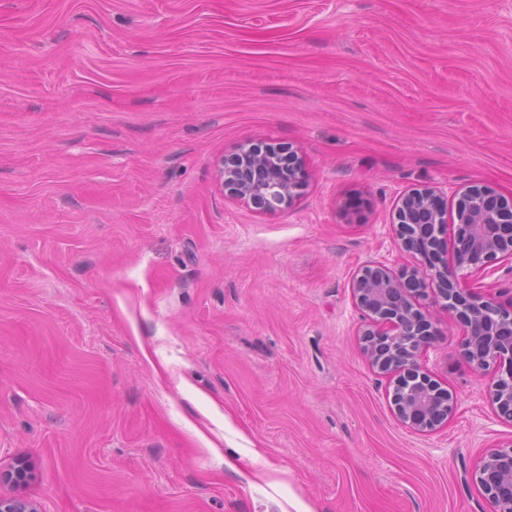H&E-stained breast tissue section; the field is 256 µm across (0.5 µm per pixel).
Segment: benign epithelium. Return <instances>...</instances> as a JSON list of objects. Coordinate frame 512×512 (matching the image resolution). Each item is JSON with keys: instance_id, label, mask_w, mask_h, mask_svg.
<instances>
[{"instance_id": "7a95c632", "label": "benign epithelium", "mask_w": 512, "mask_h": 512, "mask_svg": "<svg viewBox=\"0 0 512 512\" xmlns=\"http://www.w3.org/2000/svg\"><path fill=\"white\" fill-rule=\"evenodd\" d=\"M217 176L231 197L267 214L291 209L307 183L304 161L289 145L262 154L241 145L222 161ZM395 218L399 248L419 257L423 269L396 270L371 260L349 281L352 302L363 314L358 344L373 372L386 380L393 416L430 434L448 426L456 413L457 396L420 362L437 336L420 307L431 291L464 326L461 356L490 376L493 409L512 423V299L502 300L496 281L484 282L501 267L512 271V194L470 185L449 200L434 188H412L398 197ZM470 478L491 512H512V439L483 454ZM27 480L22 465L0 469V484ZM0 512L40 510L26 496L0 494Z\"/></svg>"}]
</instances>
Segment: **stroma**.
Listing matches in <instances>:
<instances>
[{"instance_id":"stroma-1","label":"stroma","mask_w":512,"mask_h":512,"mask_svg":"<svg viewBox=\"0 0 512 512\" xmlns=\"http://www.w3.org/2000/svg\"><path fill=\"white\" fill-rule=\"evenodd\" d=\"M298 147L269 216L218 159ZM512 193V0H0V467L41 512H489L512 438L437 303L399 424L349 280L407 189ZM493 448L478 459L470 478L491 512H512V438Z\"/></svg>"}]
</instances>
